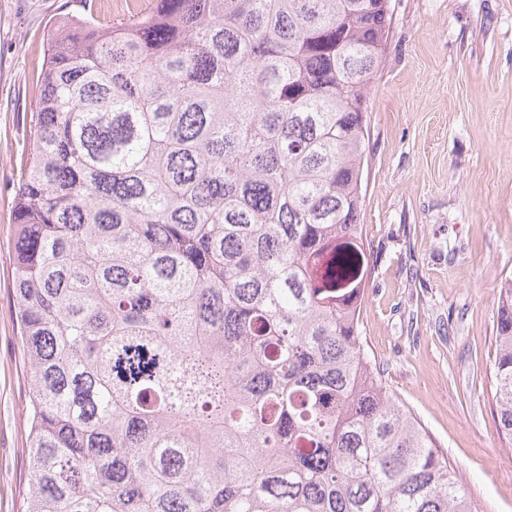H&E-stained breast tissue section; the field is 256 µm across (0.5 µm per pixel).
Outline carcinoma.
<instances>
[{
    "mask_svg": "<svg viewBox=\"0 0 512 512\" xmlns=\"http://www.w3.org/2000/svg\"><path fill=\"white\" fill-rule=\"evenodd\" d=\"M387 0L47 33L13 214L25 512H473L363 345ZM512 441V276L489 354Z\"/></svg>",
    "mask_w": 512,
    "mask_h": 512,
    "instance_id": "carcinoma-1",
    "label": "carcinoma"
}]
</instances>
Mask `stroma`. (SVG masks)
Masks as SVG:
<instances>
[{"label": "stroma", "mask_w": 512, "mask_h": 512, "mask_svg": "<svg viewBox=\"0 0 512 512\" xmlns=\"http://www.w3.org/2000/svg\"><path fill=\"white\" fill-rule=\"evenodd\" d=\"M370 88L360 222L363 340L447 453L477 512H512L488 354L512 276V0H390ZM78 0H0V512H23L29 389L12 293V202L37 68Z\"/></svg>", "instance_id": "stroma-1"}]
</instances>
